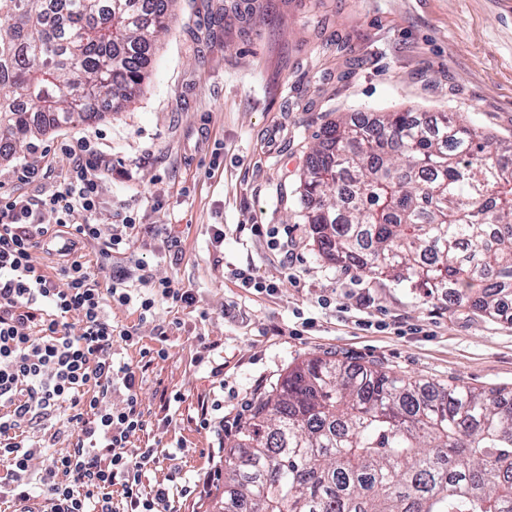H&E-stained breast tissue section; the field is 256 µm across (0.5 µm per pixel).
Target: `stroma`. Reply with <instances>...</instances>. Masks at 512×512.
Masks as SVG:
<instances>
[{"label": "stroma", "instance_id": "obj_1", "mask_svg": "<svg viewBox=\"0 0 512 512\" xmlns=\"http://www.w3.org/2000/svg\"><path fill=\"white\" fill-rule=\"evenodd\" d=\"M173 14L149 78L123 112L55 128L0 161L1 188L39 198L72 169L73 149L90 143L112 170L100 190L102 223L130 215L144 226L113 255V276L144 271L196 294L194 307L160 306L147 323L135 307L112 308L113 322L139 338L122 350L125 360L138 361L158 329L169 336V358L144 375L148 425L132 445L177 458L150 481L175 466L189 482L207 467L215 438L196 426L201 399H219L232 443L256 399L312 355L512 390V322L338 267L297 218L315 136L339 116L445 112L512 142V0H176ZM39 159L50 177L18 185L14 170ZM254 224L287 231L292 254L252 236ZM250 265L277 293L239 288L233 272ZM363 292L383 330L358 328ZM201 335L218 345L220 398L209 368L195 362ZM168 391L179 400L166 402Z\"/></svg>", "mask_w": 512, "mask_h": 512}]
</instances>
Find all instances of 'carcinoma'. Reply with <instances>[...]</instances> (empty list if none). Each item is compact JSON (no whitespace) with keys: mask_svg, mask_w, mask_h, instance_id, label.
<instances>
[{"mask_svg":"<svg viewBox=\"0 0 512 512\" xmlns=\"http://www.w3.org/2000/svg\"><path fill=\"white\" fill-rule=\"evenodd\" d=\"M175 0H0V159L141 91ZM301 182L320 254L512 317V143L412 109L323 128ZM222 512H512V392L297 364L224 456Z\"/></svg>","mask_w":512,"mask_h":512,"instance_id":"cac0c4a2","label":"carcinoma"}]
</instances>
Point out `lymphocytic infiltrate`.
<instances>
[{
    "label": "lymphocytic infiltrate",
    "instance_id": "lymphocytic-infiltrate-1",
    "mask_svg": "<svg viewBox=\"0 0 512 512\" xmlns=\"http://www.w3.org/2000/svg\"><path fill=\"white\" fill-rule=\"evenodd\" d=\"M101 181L100 164L80 156L60 189L40 202L0 193V500L30 512H176L170 484H143L160 463L157 449L131 445L147 425L142 380L155 360L167 358V333L159 331L157 347L142 348L137 363L125 362L115 345L135 338L115 326L106 309L136 305L144 322L159 306L191 307L196 297L148 274L132 285L107 277V261L140 226L127 218L103 231L96 218ZM46 210L72 232L55 273L32 256L46 234ZM92 243L101 261L88 266L82 251ZM61 409L73 443L55 455V435L34 441L25 429L51 423ZM34 471L36 488L29 481ZM115 486L125 503L120 511L112 503Z\"/></svg>",
    "mask_w": 512,
    "mask_h": 512
}]
</instances>
